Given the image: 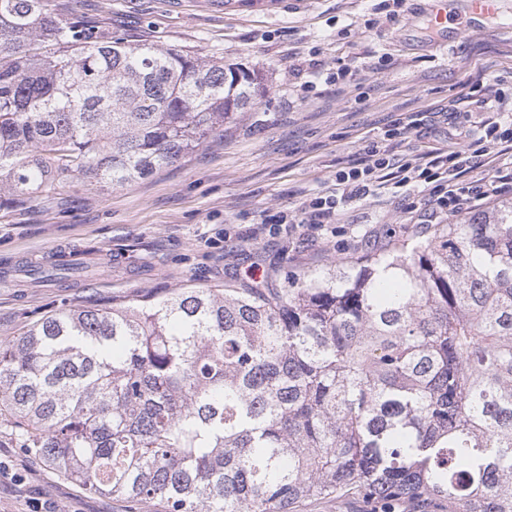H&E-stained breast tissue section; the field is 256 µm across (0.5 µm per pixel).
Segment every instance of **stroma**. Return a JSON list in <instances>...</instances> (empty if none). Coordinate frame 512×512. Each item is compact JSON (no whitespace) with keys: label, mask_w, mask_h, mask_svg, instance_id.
Returning <instances> with one entry per match:
<instances>
[{"label":"stroma","mask_w":512,"mask_h":512,"mask_svg":"<svg viewBox=\"0 0 512 512\" xmlns=\"http://www.w3.org/2000/svg\"><path fill=\"white\" fill-rule=\"evenodd\" d=\"M66 12L132 42L174 46L241 63L261 74L255 104L193 153L148 178L109 190L76 182L0 209V268L51 267L56 253L79 251L78 279L33 284L0 275V342L62 308L111 306L181 288L249 287L258 268L269 287L294 277L351 267L398 244L425 241L428 228L406 208L419 192L384 184L377 196L341 206L335 223L268 231L267 216L297 214L324 195L336 172L380 141L400 114L440 110L461 84L512 87V0L495 18L446 0L435 27L426 0H405L395 18L380 0H270L225 10L224 0H57ZM318 55L343 63L349 85L311 73ZM493 112L470 106L424 134L392 139L398 152L428 154L453 144L457 129L480 132ZM126 512L120 501L60 479L22 448L0 447V512Z\"/></svg>","instance_id":"stroma-1"}]
</instances>
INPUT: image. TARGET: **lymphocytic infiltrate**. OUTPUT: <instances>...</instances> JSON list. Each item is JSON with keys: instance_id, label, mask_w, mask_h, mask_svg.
Here are the masks:
<instances>
[{"instance_id": "f902f5d3", "label": "lymphocytic infiltrate", "mask_w": 512, "mask_h": 512, "mask_svg": "<svg viewBox=\"0 0 512 512\" xmlns=\"http://www.w3.org/2000/svg\"><path fill=\"white\" fill-rule=\"evenodd\" d=\"M482 89V84H467L457 100L448 104L452 112L477 103L496 113V120L485 123L479 137L428 155L398 154L368 144L359 159L337 171L330 194L303 203L299 224L331 223L342 201L368 197L388 179L400 187L428 191L418 214L424 224L443 223L448 213L473 210L503 191H512V93L499 89L485 97ZM483 167L495 168L496 177L489 181L478 178L477 171Z\"/></svg>"}]
</instances>
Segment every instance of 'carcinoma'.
<instances>
[{"instance_id": "cac0c4a2", "label": "carcinoma", "mask_w": 512, "mask_h": 512, "mask_svg": "<svg viewBox=\"0 0 512 512\" xmlns=\"http://www.w3.org/2000/svg\"><path fill=\"white\" fill-rule=\"evenodd\" d=\"M256 85L53 0H0V202L147 178ZM0 438L132 510L512 512V204L287 288L61 309L0 343ZM364 510L367 509L358 501L345 498L329 503L312 502L304 506L300 512H359Z\"/></svg>"}]
</instances>
